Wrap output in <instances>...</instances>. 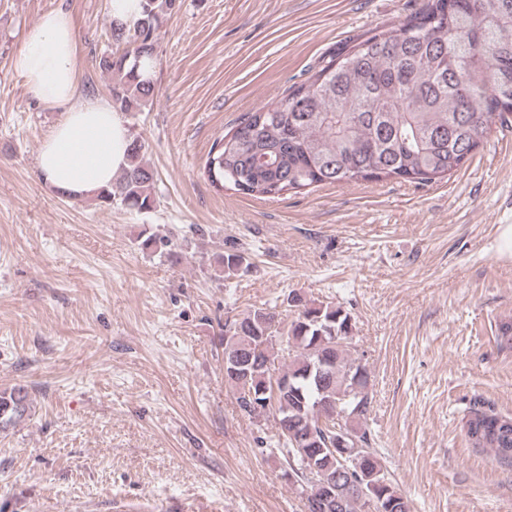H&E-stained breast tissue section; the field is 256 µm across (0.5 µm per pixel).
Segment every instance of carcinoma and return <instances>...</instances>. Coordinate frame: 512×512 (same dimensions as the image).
<instances>
[{"instance_id": "1", "label": "carcinoma", "mask_w": 512, "mask_h": 512, "mask_svg": "<svg viewBox=\"0 0 512 512\" xmlns=\"http://www.w3.org/2000/svg\"><path fill=\"white\" fill-rule=\"evenodd\" d=\"M181 0H143L130 25L110 22L113 42L98 68L112 77V107L130 116L153 99L161 20ZM512 115V0H426L397 28H374L360 41L324 60L314 74L276 104L248 112L216 139L205 175L218 190L228 186L257 199L275 198L322 184L402 179L428 183L460 168ZM100 205L137 213L157 208L154 173L144 144L132 136L128 165L97 193ZM224 278L247 269L240 252L219 258ZM286 336L271 327L276 313L254 309L231 321L235 339L224 353L252 360L249 388L279 420L273 443L302 484L304 512L329 499L335 512H411L372 448L333 449L337 421L353 422L370 406V374L351 358L350 315L330 303L298 296ZM279 362L280 378L293 384L274 392L265 362ZM239 411L256 419L253 401L234 385ZM288 404V414L280 413ZM28 392L0 390V428L27 414ZM474 448H488L512 466V415L475 406L463 425Z\"/></svg>"}]
</instances>
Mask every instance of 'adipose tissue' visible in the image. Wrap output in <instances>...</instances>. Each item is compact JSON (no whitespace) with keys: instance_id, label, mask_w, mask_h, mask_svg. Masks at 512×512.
<instances>
[{"instance_id":"ef3b65f1","label":"adipose tissue","mask_w":512,"mask_h":512,"mask_svg":"<svg viewBox=\"0 0 512 512\" xmlns=\"http://www.w3.org/2000/svg\"><path fill=\"white\" fill-rule=\"evenodd\" d=\"M14 67L39 103L63 112L38 147L44 181L77 197L109 187L127 164L130 132L108 100L80 97L79 45L70 14L45 13L29 31Z\"/></svg>"}]
</instances>
